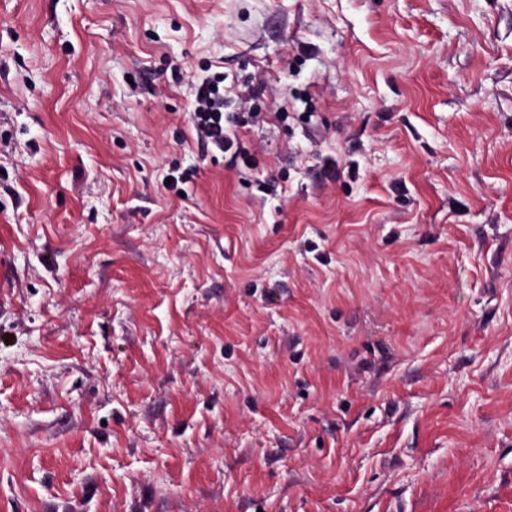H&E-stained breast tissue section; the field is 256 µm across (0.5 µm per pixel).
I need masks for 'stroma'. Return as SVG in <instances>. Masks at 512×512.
Here are the masks:
<instances>
[{
  "instance_id": "obj_1",
  "label": "stroma",
  "mask_w": 512,
  "mask_h": 512,
  "mask_svg": "<svg viewBox=\"0 0 512 512\" xmlns=\"http://www.w3.org/2000/svg\"><path fill=\"white\" fill-rule=\"evenodd\" d=\"M0 512H512V0H0ZM193 112L198 141L224 153L233 167L253 166V159L239 148L235 128L244 123L245 114L255 119L260 112L224 113V75L215 74L197 84Z\"/></svg>"
}]
</instances>
